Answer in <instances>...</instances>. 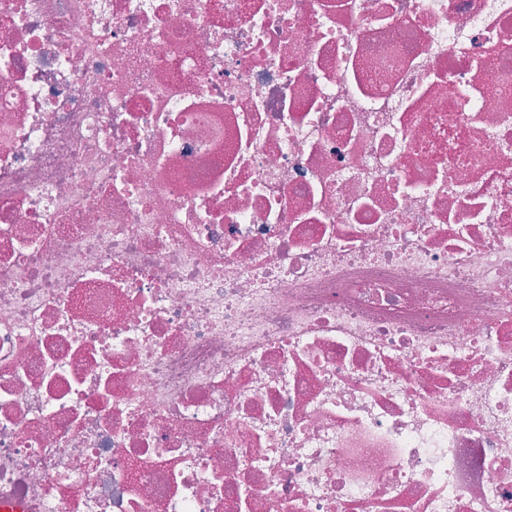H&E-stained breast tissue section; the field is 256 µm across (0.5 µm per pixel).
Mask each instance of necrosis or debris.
Here are the masks:
<instances>
[{"mask_svg":"<svg viewBox=\"0 0 512 512\" xmlns=\"http://www.w3.org/2000/svg\"><path fill=\"white\" fill-rule=\"evenodd\" d=\"M512 512V0H0V504Z\"/></svg>","mask_w":512,"mask_h":512,"instance_id":"obj_1","label":"necrosis or debris"}]
</instances>
